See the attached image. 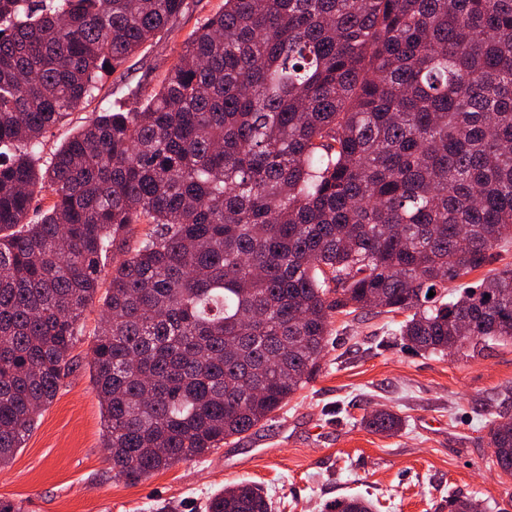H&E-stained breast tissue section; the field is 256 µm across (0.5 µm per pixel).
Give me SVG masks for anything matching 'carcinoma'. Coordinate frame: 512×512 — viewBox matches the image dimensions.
<instances>
[{
    "instance_id": "obj_1",
    "label": "carcinoma",
    "mask_w": 512,
    "mask_h": 512,
    "mask_svg": "<svg viewBox=\"0 0 512 512\" xmlns=\"http://www.w3.org/2000/svg\"><path fill=\"white\" fill-rule=\"evenodd\" d=\"M185 7L0 0V467L70 373L101 291L92 380L130 484L267 421L338 313L406 315L417 353L512 341L511 267L440 301L512 237V0H224L159 90L41 155ZM485 428L512 476V418L489 411ZM474 503L450 494L448 512ZM205 509L271 504L242 481Z\"/></svg>"
}]
</instances>
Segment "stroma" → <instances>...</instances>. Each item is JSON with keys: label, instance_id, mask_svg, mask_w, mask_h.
Here are the masks:
<instances>
[{"label": "stroma", "instance_id": "stroma-1", "mask_svg": "<svg viewBox=\"0 0 512 512\" xmlns=\"http://www.w3.org/2000/svg\"><path fill=\"white\" fill-rule=\"evenodd\" d=\"M188 10L123 67L102 80L104 99L132 107V89L157 85L188 33L224 0H188ZM101 307L92 304L72 350L73 369L0 467V499L25 512H204L217 490L261 485L272 512H323L339 497L378 501V512H448L449 494L512 512V477L493 464L487 408L512 415V343L480 351L421 354L403 347L397 316L371 310L334 317L320 368L264 424L223 448L176 463L142 481L114 478L102 443V411L89 348ZM388 408L402 419L392 435L362 425Z\"/></svg>", "mask_w": 512, "mask_h": 512}]
</instances>
